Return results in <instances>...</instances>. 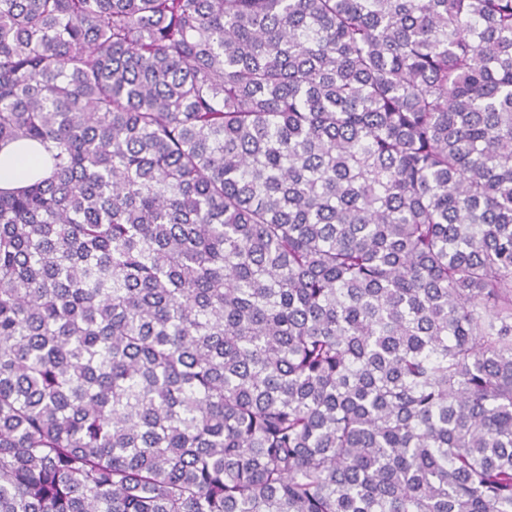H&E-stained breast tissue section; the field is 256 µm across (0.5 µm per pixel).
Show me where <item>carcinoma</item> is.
<instances>
[{"label": "carcinoma", "mask_w": 512, "mask_h": 512, "mask_svg": "<svg viewBox=\"0 0 512 512\" xmlns=\"http://www.w3.org/2000/svg\"><path fill=\"white\" fill-rule=\"evenodd\" d=\"M0 512H512V0H0ZM44 149L37 144H11L0 151V188L7 189L46 177Z\"/></svg>", "instance_id": "1"}]
</instances>
